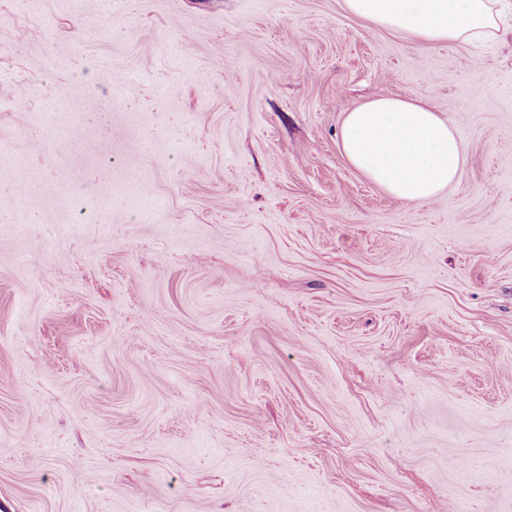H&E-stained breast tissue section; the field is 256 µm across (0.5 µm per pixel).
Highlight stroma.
Returning a JSON list of instances; mask_svg holds the SVG:
<instances>
[{
  "mask_svg": "<svg viewBox=\"0 0 512 512\" xmlns=\"http://www.w3.org/2000/svg\"><path fill=\"white\" fill-rule=\"evenodd\" d=\"M382 96L458 129L439 200L345 159ZM1 214L0 512H512L511 11L0 0ZM343 9L414 43H472L495 36V0H342Z\"/></svg>",
  "mask_w": 512,
  "mask_h": 512,
  "instance_id": "obj_1",
  "label": "stroma"
}]
</instances>
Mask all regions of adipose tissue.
I'll use <instances>...</instances> for the list:
<instances>
[{
    "label": "adipose tissue",
    "mask_w": 512,
    "mask_h": 512,
    "mask_svg": "<svg viewBox=\"0 0 512 512\" xmlns=\"http://www.w3.org/2000/svg\"><path fill=\"white\" fill-rule=\"evenodd\" d=\"M344 10L414 43H471L494 37L495 0H342ZM346 160L392 197L441 198L462 174L467 155L458 130L428 105L379 97L347 112Z\"/></svg>",
    "instance_id": "ef3b65f1"
}]
</instances>
